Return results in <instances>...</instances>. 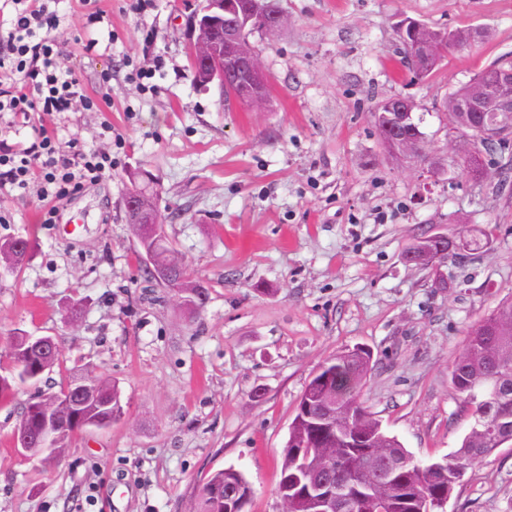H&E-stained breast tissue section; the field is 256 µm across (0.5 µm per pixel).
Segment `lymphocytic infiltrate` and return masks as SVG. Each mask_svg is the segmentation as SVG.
Listing matches in <instances>:
<instances>
[{"instance_id":"1","label":"lymphocytic infiltrate","mask_w":512,"mask_h":512,"mask_svg":"<svg viewBox=\"0 0 512 512\" xmlns=\"http://www.w3.org/2000/svg\"><path fill=\"white\" fill-rule=\"evenodd\" d=\"M14 13L0 36V70L14 75L0 83V114L68 112L96 109L73 70L62 68L64 49L49 31L56 24L51 0H11ZM112 170L110 154L72 139L61 144L46 132L34 133L21 151L0 148V189H23L33 174L43 177L44 195L68 196L97 182Z\"/></svg>"}]
</instances>
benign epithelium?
Segmentation results:
<instances>
[{
  "instance_id": "1",
  "label": "benign epithelium",
  "mask_w": 512,
  "mask_h": 512,
  "mask_svg": "<svg viewBox=\"0 0 512 512\" xmlns=\"http://www.w3.org/2000/svg\"><path fill=\"white\" fill-rule=\"evenodd\" d=\"M258 23L262 32L272 34L282 26V15L273 0H205L202 8L195 11L189 20V60L195 83L206 88L215 84L219 89L227 88L226 75L235 78L236 87L246 95L234 96L236 102L245 106H262L268 102L267 78L257 54L250 48L232 50L230 46L241 41L238 33ZM482 38V32L470 28L465 33L449 34L448 44L455 50L470 46ZM419 59L432 70L439 63L436 43L423 42L418 51ZM390 111L384 114L385 121L376 123V129L384 147L392 154L411 162H419L424 156L421 135L416 127L413 101L404 96L389 104ZM454 112L460 114L462 123L449 120V142L460 143L463 153H448V166L458 161L477 164L482 174L497 168L501 152L512 148V141L501 134L512 129V70L502 69L487 78V87L467 94L457 100ZM126 213L141 224L153 225L154 235L164 236V224L152 217L153 199L138 185H131L125 196ZM436 248L428 251L427 258L436 278L443 277L442 267L448 264L442 243L448 241L444 233L428 235ZM88 390V379H78L67 384L54 394L50 401L65 400L76 403ZM36 436L45 452L51 456L55 451L57 429L48 424L45 417L38 419Z\"/></svg>"
}]
</instances>
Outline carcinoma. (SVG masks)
Instances as JSON below:
<instances>
[{"label": "carcinoma", "instance_id": "carcinoma-1", "mask_svg": "<svg viewBox=\"0 0 512 512\" xmlns=\"http://www.w3.org/2000/svg\"><path fill=\"white\" fill-rule=\"evenodd\" d=\"M400 65L416 77L427 69L413 58V37L399 33ZM132 232L140 251L152 250L159 264L184 267L167 240H146L137 224ZM28 238L0 241V264L18 268L31 254ZM8 366L0 369V398L9 399L16 388L34 384L59 364L33 350L28 336L10 337ZM373 368L370 350L354 347L325 363L324 375L306 385L288 427L279 465L276 493L291 502V512H316L305 489L326 482L336 494L337 512H428L430 500L451 497L466 469L512 441V297L484 316L471 334L465 352L453 362L450 383L457 395L471 404L473 423L459 451L450 459L424 464L393 436L361 398ZM122 415L116 386L93 375L77 405L51 403L47 416L58 426L54 461L60 462L70 439L89 429L112 426ZM343 429L361 438V447L336 441ZM251 486L245 475L228 467L217 470L195 488L196 512H228L236 490Z\"/></svg>", "mask_w": 512, "mask_h": 512}]
</instances>
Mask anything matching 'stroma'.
I'll list each match as a JSON object with an SVG mask.
<instances>
[{"label":"stroma","instance_id":"1","mask_svg":"<svg viewBox=\"0 0 512 512\" xmlns=\"http://www.w3.org/2000/svg\"><path fill=\"white\" fill-rule=\"evenodd\" d=\"M201 2L57 0L60 64L99 107L0 119L13 147L43 130L112 153L111 174L77 194L44 198L36 177L0 192V239L36 243L22 268L0 266V355L12 336H52L62 360L0 405V512H192L195 486L228 466L253 485L248 512H282L274 487L298 398L355 346L375 362L368 406L415 458L454 455L469 430L449 371L512 293V197L494 177L434 165L448 155V93L512 52V0H275L283 26L250 37L266 109L195 84L187 19ZM405 19L484 39L417 80L397 61ZM396 95L418 105L424 166L389 158L377 134L372 112ZM139 170L188 276L209 289L204 308L143 272L124 212ZM427 232L455 255L440 285L404 260ZM86 372L119 386L121 419L75 436L58 467L18 450L36 389ZM445 510L512 512V443L474 463Z\"/></svg>","mask_w":512,"mask_h":512}]
</instances>
